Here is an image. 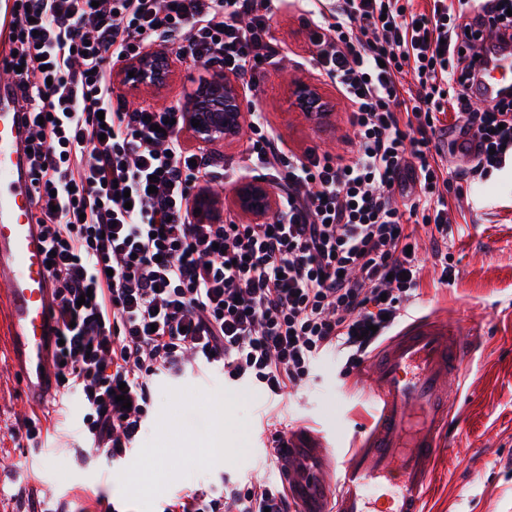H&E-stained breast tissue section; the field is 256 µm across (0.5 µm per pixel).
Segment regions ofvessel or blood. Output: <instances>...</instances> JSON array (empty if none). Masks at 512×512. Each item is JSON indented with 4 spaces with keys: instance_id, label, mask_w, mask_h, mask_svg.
Instances as JSON below:
<instances>
[{
    "instance_id": "obj_1",
    "label": "vessel or blood",
    "mask_w": 512,
    "mask_h": 512,
    "mask_svg": "<svg viewBox=\"0 0 512 512\" xmlns=\"http://www.w3.org/2000/svg\"><path fill=\"white\" fill-rule=\"evenodd\" d=\"M479 100L491 104L512 86V52L495 50L477 65ZM28 130L11 82L0 80V301L10 317L12 363L29 404L51 400L56 339L46 246L34 222L35 193L24 144ZM457 318L418 319L386 341L362 374L379 422L344 462L325 434L292 444L280 467L296 512H423L431 464L452 412L448 388L459 381L472 348Z\"/></svg>"
}]
</instances>
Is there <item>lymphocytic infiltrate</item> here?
Instances as JSON below:
<instances>
[{
    "instance_id": "1",
    "label": "lymphocytic infiltrate",
    "mask_w": 512,
    "mask_h": 512,
    "mask_svg": "<svg viewBox=\"0 0 512 512\" xmlns=\"http://www.w3.org/2000/svg\"><path fill=\"white\" fill-rule=\"evenodd\" d=\"M12 73L29 127L35 222L48 250L59 407L81 447L133 457L152 390L223 377L281 401L334 357L352 366L397 326L420 287L408 222L434 225L452 276L442 121L454 113L472 183L512 164V99L477 108L484 32L512 33V0H304L310 60L351 107L349 160L284 150L250 112L243 161L280 188L274 217L198 223L193 188L223 165L181 139L175 106H130L114 69L152 45L222 66L245 86L280 53L273 0H13ZM130 399L123 408L122 399ZM162 512H291L277 480H219Z\"/></svg>"
}]
</instances>
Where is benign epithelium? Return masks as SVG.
I'll list each match as a JSON object with an SVG mask.
<instances>
[{
    "mask_svg": "<svg viewBox=\"0 0 512 512\" xmlns=\"http://www.w3.org/2000/svg\"><path fill=\"white\" fill-rule=\"evenodd\" d=\"M171 68L169 54L155 49L146 51L140 58L124 63L117 68L122 83L131 89L141 86H158L163 81L164 73ZM134 76H129V73ZM295 103L299 106L321 101L316 90L309 85H299L295 92ZM240 98L235 81L227 74L216 75L206 87L193 94L184 110L185 124L192 128L198 140L209 144L237 132L241 121L239 115ZM200 125L193 126V121ZM239 207L256 218H262L274 205L273 194L260 179H254L236 189ZM194 207L201 209L197 220L201 224L213 222L216 209L214 199L201 195L194 201Z\"/></svg>",
    "mask_w": 512,
    "mask_h": 512,
    "instance_id": "benign-epithelium-1",
    "label": "benign epithelium"
}]
</instances>
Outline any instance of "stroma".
I'll list each match as a JSON object with an SVG mask.
<instances>
[{
    "label": "stroma",
    "instance_id": "35a3bbf8",
    "mask_svg": "<svg viewBox=\"0 0 512 512\" xmlns=\"http://www.w3.org/2000/svg\"><path fill=\"white\" fill-rule=\"evenodd\" d=\"M271 31L284 46V58L266 68L249 98L284 149L348 156L355 138L350 109L335 85L305 64L309 30L297 0H280ZM213 75V69L177 61L162 85L133 90L118 80L114 88L135 104L184 105ZM300 83L318 90L323 113L295 106L293 90ZM452 217L455 277L446 283L427 253L430 227L416 228L426 256L413 317L462 314L476 333L452 428L442 436L445 447L427 509L512 512V172H493L468 187ZM359 376V368L346 373L336 360H323L309 390L285 408L286 421L295 428L334 430L342 448L355 447L375 420ZM264 404L259 389L231 387L219 377L206 384L190 377L154 387L134 459L136 470L150 476L145 486L89 458L63 417H53L48 440L33 447L18 443L11 433L34 408L23 399L9 361L7 314L0 306V512H39L46 505L100 512L101 497L116 512H161L167 497L221 475L268 477V470L255 465L274 432L261 415Z\"/></svg>",
    "mask_w": 512,
    "mask_h": 512
}]
</instances>
